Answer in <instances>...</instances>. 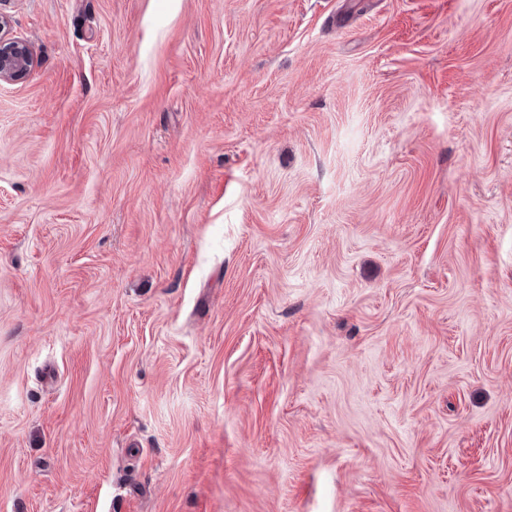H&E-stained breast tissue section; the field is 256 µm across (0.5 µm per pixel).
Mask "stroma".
Segmentation results:
<instances>
[{"label":"stroma","mask_w":512,"mask_h":512,"mask_svg":"<svg viewBox=\"0 0 512 512\" xmlns=\"http://www.w3.org/2000/svg\"><path fill=\"white\" fill-rule=\"evenodd\" d=\"M0 14V512H512V0ZM33 64L29 46L12 37L7 19L0 15V82L10 81L25 74Z\"/></svg>","instance_id":"1"}]
</instances>
